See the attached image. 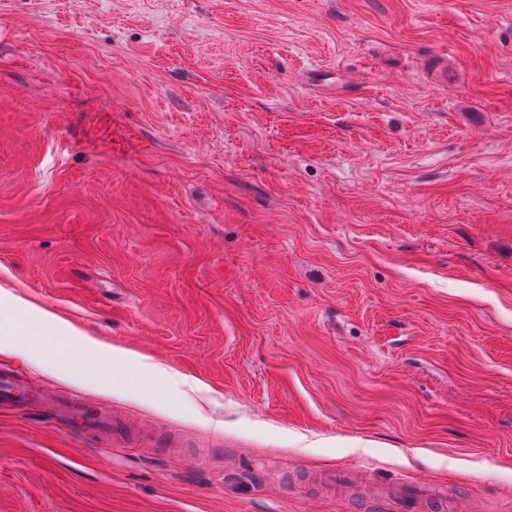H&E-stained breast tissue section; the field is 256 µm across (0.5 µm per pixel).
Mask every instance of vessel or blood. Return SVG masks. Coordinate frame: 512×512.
Masks as SVG:
<instances>
[{
    "mask_svg": "<svg viewBox=\"0 0 512 512\" xmlns=\"http://www.w3.org/2000/svg\"><path fill=\"white\" fill-rule=\"evenodd\" d=\"M15 400L52 405L75 429L84 433L115 441H131L141 448L155 443V430L151 425L119 414L83 395L63 390L49 394L43 380L1 365L0 403ZM365 499L388 504L392 512H427L432 501L431 495L420 490H410L408 481L401 477L368 485Z\"/></svg>",
    "mask_w": 512,
    "mask_h": 512,
    "instance_id": "vessel-or-blood-1",
    "label": "vessel or blood"
}]
</instances>
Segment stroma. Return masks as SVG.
Returning <instances> with one entry per match:
<instances>
[{
    "instance_id": "obj_1",
    "label": "stroma",
    "mask_w": 512,
    "mask_h": 512,
    "mask_svg": "<svg viewBox=\"0 0 512 512\" xmlns=\"http://www.w3.org/2000/svg\"><path fill=\"white\" fill-rule=\"evenodd\" d=\"M0 286L208 388L15 312L168 443L0 410V512H512V0H0ZM410 483L402 477H391L389 479L379 480V484H370L365 491L364 500L367 502L386 503L390 505L388 510L395 512H423L429 509L431 502L437 495V491L432 489L431 493L411 491L408 486Z\"/></svg>"
}]
</instances>
